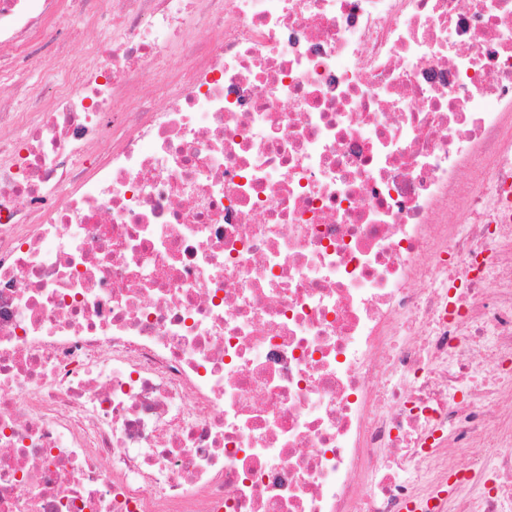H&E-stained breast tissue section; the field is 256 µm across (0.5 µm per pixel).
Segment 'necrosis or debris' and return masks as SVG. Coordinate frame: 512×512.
Here are the masks:
<instances>
[{"mask_svg":"<svg viewBox=\"0 0 512 512\" xmlns=\"http://www.w3.org/2000/svg\"><path fill=\"white\" fill-rule=\"evenodd\" d=\"M91 2L0 0V512H512V0ZM86 17L83 13L75 11L58 18V23L72 33L74 56L80 47L86 43L93 42L102 47H107L112 43V37L114 36L112 21L103 20L87 23Z\"/></svg>","mask_w":512,"mask_h":512,"instance_id":"obj_1","label":"necrosis or debris"}]
</instances>
